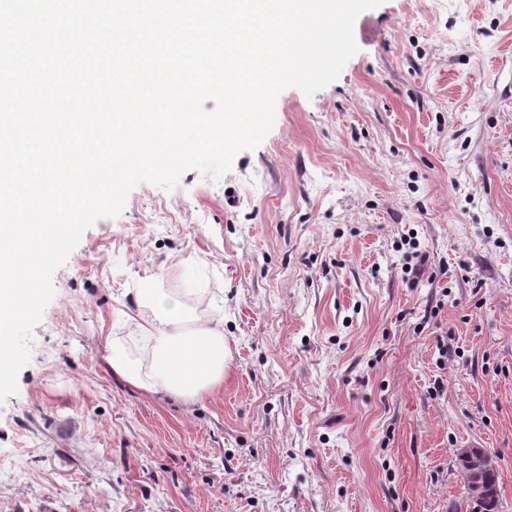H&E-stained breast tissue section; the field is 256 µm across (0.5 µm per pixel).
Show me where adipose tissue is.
<instances>
[{
  "mask_svg": "<svg viewBox=\"0 0 512 512\" xmlns=\"http://www.w3.org/2000/svg\"><path fill=\"white\" fill-rule=\"evenodd\" d=\"M137 324L152 343L150 374L131 360L122 347L112 349L113 371L130 384L149 392L158 390L192 401L215 390L224 381L226 347L224 325L216 323L185 332L190 318L175 299L144 283L138 290Z\"/></svg>",
  "mask_w": 512,
  "mask_h": 512,
  "instance_id": "adipose-tissue-1",
  "label": "adipose tissue"
}]
</instances>
